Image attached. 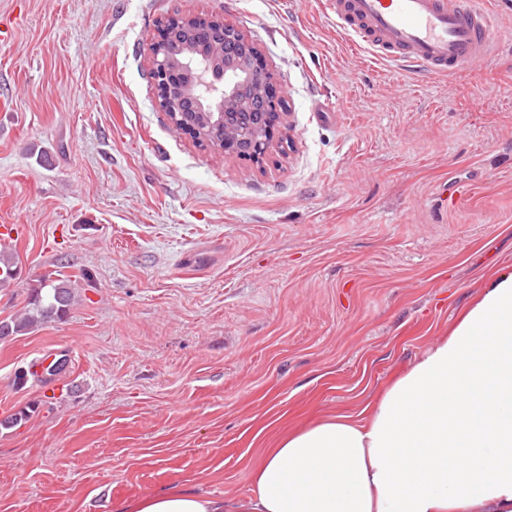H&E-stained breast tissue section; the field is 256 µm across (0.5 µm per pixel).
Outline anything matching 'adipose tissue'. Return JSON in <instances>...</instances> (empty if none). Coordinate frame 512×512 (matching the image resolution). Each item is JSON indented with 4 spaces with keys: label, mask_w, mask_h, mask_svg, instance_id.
Segmentation results:
<instances>
[{
    "label": "adipose tissue",
    "mask_w": 512,
    "mask_h": 512,
    "mask_svg": "<svg viewBox=\"0 0 512 512\" xmlns=\"http://www.w3.org/2000/svg\"><path fill=\"white\" fill-rule=\"evenodd\" d=\"M128 512H512V264L359 417L289 433L251 494H153Z\"/></svg>",
    "instance_id": "obj_1"
}]
</instances>
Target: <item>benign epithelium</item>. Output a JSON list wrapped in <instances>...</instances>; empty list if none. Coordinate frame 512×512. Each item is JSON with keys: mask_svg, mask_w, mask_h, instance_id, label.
<instances>
[{"mask_svg": "<svg viewBox=\"0 0 512 512\" xmlns=\"http://www.w3.org/2000/svg\"><path fill=\"white\" fill-rule=\"evenodd\" d=\"M238 40L242 44V52L253 60V68L246 69L240 75L231 78L225 76L222 70L213 62L189 58L183 63L172 64L162 45H157L152 52V70L157 81L164 90L159 99V105L167 103L173 82L182 74L193 76L191 84L186 86L187 91L198 89L196 98L201 108L213 118L204 128H193L178 113L169 112L170 122L178 129L192 133L197 140L204 141L224 151L236 154L243 150L252 152L251 158L257 159L265 153L270 141L274 137L275 129L280 120L277 112L279 99L273 90L268 74L261 71L260 54L255 44L243 32H238ZM255 87V97L244 99L240 93L245 86ZM272 110V118L266 129V136L259 137L254 126L244 117L258 108Z\"/></svg>", "mask_w": 512, "mask_h": 512, "instance_id": "obj_1", "label": "benign epithelium"}]
</instances>
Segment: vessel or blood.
I'll return each mask as SVG.
<instances>
[{"label":"vessel or blood","mask_w":512,"mask_h":512,"mask_svg":"<svg viewBox=\"0 0 512 512\" xmlns=\"http://www.w3.org/2000/svg\"><path fill=\"white\" fill-rule=\"evenodd\" d=\"M324 7L376 64L438 77L497 53L495 16L476 0H325Z\"/></svg>","instance_id":"1"}]
</instances>
